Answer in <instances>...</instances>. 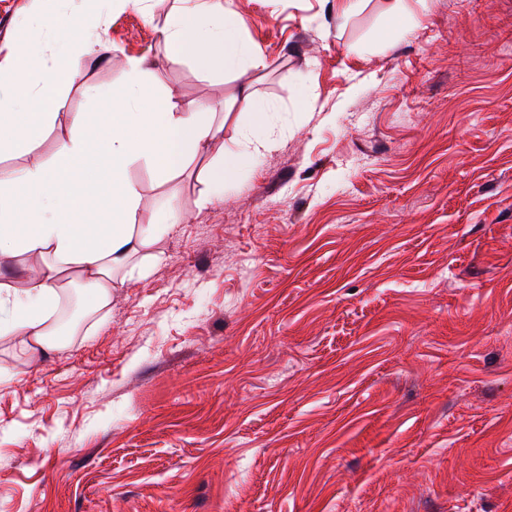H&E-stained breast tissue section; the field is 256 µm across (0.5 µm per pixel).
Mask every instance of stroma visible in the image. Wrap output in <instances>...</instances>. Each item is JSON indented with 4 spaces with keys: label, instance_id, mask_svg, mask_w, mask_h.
I'll list each match as a JSON object with an SVG mask.
<instances>
[{
    "label": "stroma",
    "instance_id": "1",
    "mask_svg": "<svg viewBox=\"0 0 512 512\" xmlns=\"http://www.w3.org/2000/svg\"><path fill=\"white\" fill-rule=\"evenodd\" d=\"M265 60L169 58L175 0L110 11L85 83L147 57L241 151L128 179L142 224L58 348L0 337V512H502L512 503V0H223ZM267 120L255 130L249 102ZM74 89L30 149L55 158ZM273 140L243 154L248 137Z\"/></svg>",
    "mask_w": 512,
    "mask_h": 512
}]
</instances>
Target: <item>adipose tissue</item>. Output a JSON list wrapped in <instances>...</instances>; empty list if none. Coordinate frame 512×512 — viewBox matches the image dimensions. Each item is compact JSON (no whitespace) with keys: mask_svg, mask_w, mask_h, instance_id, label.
<instances>
[{"mask_svg":"<svg viewBox=\"0 0 512 512\" xmlns=\"http://www.w3.org/2000/svg\"><path fill=\"white\" fill-rule=\"evenodd\" d=\"M57 25L51 11L25 24V45L0 44V149L23 151L45 126L54 123L73 84H80L82 62L95 57L99 40L82 34L83 51L72 56L68 43L56 48L58 64L39 55L48 32ZM243 17L225 9L222 0H178L164 28L173 61L190 60L200 69H231L262 57L241 40ZM150 62H126V80L118 89L80 84L85 97L108 104L110 119L70 115L68 131L49 164H34L0 176V257L29 254L42 258L41 271L20 286L0 282V335L13 337L28 350L50 347L58 340L49 310L59 299L67 272L82 274L91 310L112 299V274L129 254L151 246L160 229H173L176 213L153 223L136 218L141 196L126 169L134 159L149 160L161 177L180 171L204 149L217 153L206 169L209 191L219 193L237 169L239 156L223 151L224 128L214 124V104L180 107L173 94H157L150 83ZM98 180L104 215L93 216L74 200L80 186Z\"/></svg>","mask_w":512,"mask_h":512,"instance_id":"obj_1","label":"adipose tissue"}]
</instances>
